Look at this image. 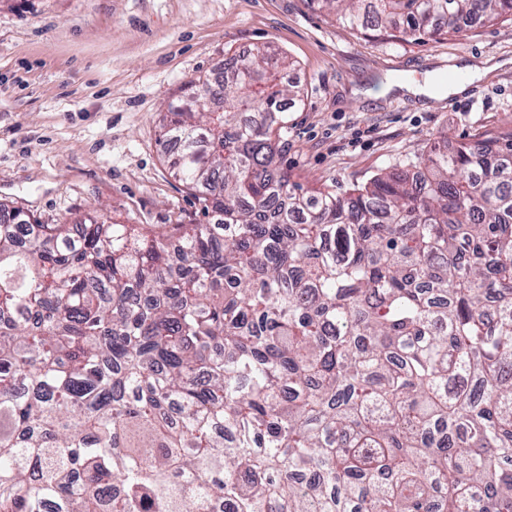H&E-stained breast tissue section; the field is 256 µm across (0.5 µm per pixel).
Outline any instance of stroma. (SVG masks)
Here are the masks:
<instances>
[{
	"mask_svg": "<svg viewBox=\"0 0 512 512\" xmlns=\"http://www.w3.org/2000/svg\"><path fill=\"white\" fill-rule=\"evenodd\" d=\"M257 47L291 63L284 162L308 189L512 131L511 21L414 41L346 28L310 0H0V201L43 224L202 221L160 120L186 82ZM487 58L497 69L461 95L394 87Z\"/></svg>",
	"mask_w": 512,
	"mask_h": 512,
	"instance_id": "obj_1",
	"label": "stroma"
}]
</instances>
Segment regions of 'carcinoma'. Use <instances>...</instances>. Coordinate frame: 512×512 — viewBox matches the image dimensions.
<instances>
[{"label":"carcinoma","instance_id":"1","mask_svg":"<svg viewBox=\"0 0 512 512\" xmlns=\"http://www.w3.org/2000/svg\"><path fill=\"white\" fill-rule=\"evenodd\" d=\"M311 2L413 40L512 21ZM286 68L259 49L169 104L204 224L0 202V512H512V132L305 189Z\"/></svg>","mask_w":512,"mask_h":512}]
</instances>
